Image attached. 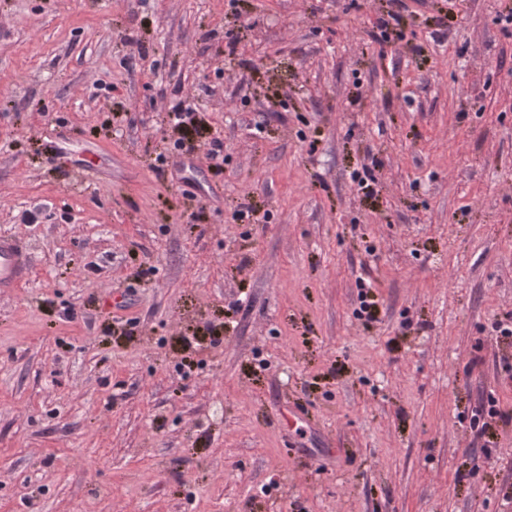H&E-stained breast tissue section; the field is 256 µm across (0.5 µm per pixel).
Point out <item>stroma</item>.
<instances>
[{"label": "stroma", "mask_w": 512, "mask_h": 512, "mask_svg": "<svg viewBox=\"0 0 512 512\" xmlns=\"http://www.w3.org/2000/svg\"><path fill=\"white\" fill-rule=\"evenodd\" d=\"M406 3L0 0V512H512V0ZM31 273V258L21 241L11 235H0V297L11 296Z\"/></svg>", "instance_id": "obj_1"}]
</instances>
